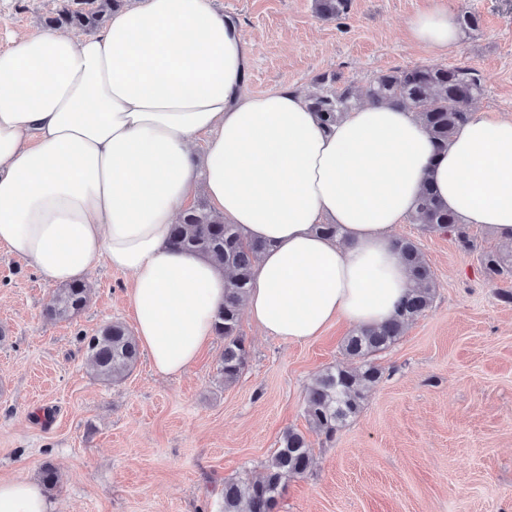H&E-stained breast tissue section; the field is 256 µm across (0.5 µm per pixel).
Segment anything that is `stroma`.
<instances>
[{"label":"stroma","instance_id":"stroma-1","mask_svg":"<svg viewBox=\"0 0 512 512\" xmlns=\"http://www.w3.org/2000/svg\"><path fill=\"white\" fill-rule=\"evenodd\" d=\"M479 27L457 47L411 41L409 19L431 0H350L326 20L313 0H211L235 18L249 46L244 90L307 93L318 75L367 85L396 69L465 65L483 94L475 113L512 117V0H446ZM65 0H0V49L13 32L50 30ZM417 241L436 278L431 307L376 362L383 378L361 413L326 441L304 415L306 390L345 364L351 331L331 324L316 339L268 336L248 316L241 378L224 385L213 338L181 374L162 376L147 356L116 384L100 380L81 339L119 321L134 327L130 276L95 264L84 310L51 321L54 292L0 248V478L37 480L56 512H222L225 480L257 476L287 428L313 453L310 472L288 480L276 512H512V302L486 280L475 255L450 235L397 225Z\"/></svg>","mask_w":512,"mask_h":512}]
</instances>
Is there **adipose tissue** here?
Here are the masks:
<instances>
[{
  "label": "adipose tissue",
  "mask_w": 512,
  "mask_h": 512,
  "mask_svg": "<svg viewBox=\"0 0 512 512\" xmlns=\"http://www.w3.org/2000/svg\"><path fill=\"white\" fill-rule=\"evenodd\" d=\"M408 28L433 49L459 41L443 2ZM248 63L210 0H134L95 34L21 31L0 49V247L53 285L101 260L130 273L137 339L165 376L195 363L224 301L223 272L167 244L195 192L269 242L246 307L291 343L394 315L414 283L393 231L424 186L512 243V119L473 117L437 156L402 108L326 129L297 90L245 93ZM325 220L336 239L315 231ZM0 512L55 506L36 482L0 479Z\"/></svg>",
  "instance_id": "obj_1"
}]
</instances>
